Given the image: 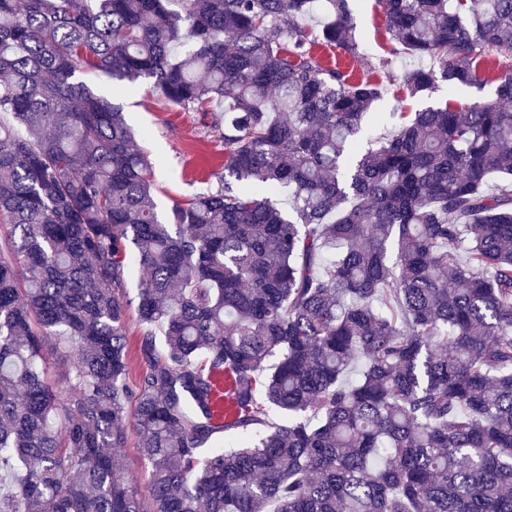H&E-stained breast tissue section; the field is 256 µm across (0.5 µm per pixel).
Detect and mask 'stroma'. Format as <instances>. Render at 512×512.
<instances>
[{"instance_id":"stroma-1","label":"stroma","mask_w":512,"mask_h":512,"mask_svg":"<svg viewBox=\"0 0 512 512\" xmlns=\"http://www.w3.org/2000/svg\"><path fill=\"white\" fill-rule=\"evenodd\" d=\"M356 24L361 55L352 64L355 74L375 73L388 87L409 62L401 59L380 68V60L388 56V40L375 0H363ZM80 78L125 113L138 146L151 164L150 178L160 215L170 214L174 204L217 187L224 177V139L212 128L210 114L169 102L147 81L130 94L121 82L100 72H84Z\"/></svg>"}]
</instances>
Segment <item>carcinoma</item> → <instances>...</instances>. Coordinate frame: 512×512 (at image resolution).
<instances>
[{"mask_svg":"<svg viewBox=\"0 0 512 512\" xmlns=\"http://www.w3.org/2000/svg\"><path fill=\"white\" fill-rule=\"evenodd\" d=\"M314 2L0 0V512H512V71L365 149L383 85L312 53L360 56L357 0L309 32ZM377 3L389 53L433 62L408 98L512 55V0ZM82 71L221 106L247 185L162 219ZM130 422L144 494L114 453ZM146 278V271L139 266L138 263L133 262L129 265V269L126 276L127 291L129 298L133 301L130 308L129 317L126 322V341H127V357L129 365V381L131 384H135L145 367L141 362L138 354L139 339L143 334V326L138 319L136 313V297L140 284Z\"/></svg>","mask_w":512,"mask_h":512,"instance_id":"cac0c4a2","label":"carcinoma"}]
</instances>
